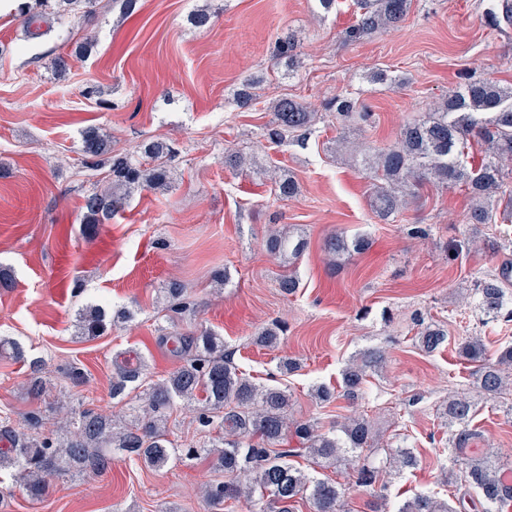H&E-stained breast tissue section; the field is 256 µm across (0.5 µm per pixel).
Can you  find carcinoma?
I'll return each mask as SVG.
<instances>
[{"label":"carcinoma","instance_id":"obj_1","mask_svg":"<svg viewBox=\"0 0 512 512\" xmlns=\"http://www.w3.org/2000/svg\"><path fill=\"white\" fill-rule=\"evenodd\" d=\"M412 0H355L356 21L349 27V40H359L377 30L405 20ZM56 23L65 24L71 15L94 14L96 0H57ZM298 44L291 35L275 42L276 56L294 65ZM336 120L347 126L367 123L369 112L357 111L356 102L339 95L329 102ZM315 120V114L301 103L284 97L273 106V118L264 127L263 137L280 144L287 140L302 143ZM478 148L481 161L473 166L464 161L465 151ZM84 167L105 170L106 184L83 196L81 222L102 224L124 210L130 193L138 188L163 189L169 184L167 162L175 154L165 141H153L140 153L116 151L98 129L90 127L81 135ZM351 155L362 156L361 170L372 180V205L382 217L399 212L406 197L425 182L459 185L469 191L473 204L465 215L471 240L478 239L481 226L496 220L512 222V83L483 78H469L464 86L448 93L433 111L415 120L400 132L397 142L375 153L374 159L354 148ZM224 165L234 171L249 170L263 179L271 170L256 166V160L232 149L224 150ZM368 244L362 235L353 237L338 231L325 240L324 249L340 256L363 251ZM267 250L275 256L299 257L306 239L272 234ZM507 268L487 274L474 284L478 307L492 320H512V292ZM169 310L181 314L188 308V289L170 281L162 289ZM79 323L87 336L105 331L106 311L90 304L78 311ZM418 327L416 340L421 350L431 353L448 340L444 325L414 316ZM283 335L273 322L256 335L257 344L275 348ZM172 352L182 363L169 375L144 387L141 366L116 364L112 376V398L131 396L129 413L106 415L93 409L67 413L69 437L60 443L40 433L43 418L33 411L26 418L28 432L17 433L4 420L0 438L10 447L0 448V471L14 469L26 477L30 495L45 494V476L51 472L76 470L99 474L109 466L108 452L116 449L124 455L160 470L181 460L192 462L204 458L224 479L208 483L204 494L209 512H221L230 500L242 495L236 478L244 472L254 473L260 490L259 512H293L296 499L305 496L315 512H351L347 508L349 487L328 477L319 478L290 462L293 456L306 455L313 469L344 467L362 487L380 485L385 490L386 466L398 470L418 465L414 448L405 440L382 442L371 421L352 414L327 424L317 419H298L288 415L290 395L275 386L255 383L235 366L232 353L224 349V337L211 330L188 336L172 337ZM457 353L475 365L472 373L475 389L486 400L497 401L506 394L512 379V344L489 353L480 336H465L457 341ZM385 353L367 349L351 359L341 370L338 386L316 384L313 398L331 403L338 398L355 404L365 395L368 379L383 369ZM27 395L38 402L45 394L41 364L32 362ZM179 401L196 405V431L204 440L188 448H178L168 439L170 411ZM474 399L463 393L443 404L442 415L448 421V446L453 462H462L464 474L456 467L448 469V485L464 481V491L456 496V506L433 495L419 493L406 499L396 512H504L512 506V460L502 459L488 448H475L483 439L475 426Z\"/></svg>","mask_w":512,"mask_h":512}]
</instances>
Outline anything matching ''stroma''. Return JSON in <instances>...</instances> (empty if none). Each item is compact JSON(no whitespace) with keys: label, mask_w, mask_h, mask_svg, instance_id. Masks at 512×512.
Masks as SVG:
<instances>
[{"label":"stroma","mask_w":512,"mask_h":512,"mask_svg":"<svg viewBox=\"0 0 512 512\" xmlns=\"http://www.w3.org/2000/svg\"><path fill=\"white\" fill-rule=\"evenodd\" d=\"M204 6L214 19L198 29L189 16ZM30 9L44 33L27 42L17 38L19 13L0 16V267L15 279L0 292V338L43 359L48 385L71 407L109 414L123 409L112 398L115 363L146 360L148 378L162 379L180 364L169 341L174 328H212L253 381L288 391L293 417L324 423L346 416L347 404L317 406L312 386H337L359 350L382 349L384 370L358 409L384 438L404 436L419 460L388 479L387 512L417 492L452 499L441 479L451 462L442 405L470 389L473 371L457 357L456 341L478 335L492 351L512 343V321L486 320L466 290L504 257L470 242L463 217L472 200L461 187L423 185L395 219L378 218L370 182L340 150V125L324 104L347 94L366 106L371 124L350 137L373 151L468 76L512 82V23L493 22L501 0H412L403 22L357 42L345 37L353 0H336L328 13L315 0H139L128 18L114 0H101L94 17H72L65 30L52 26L50 8L34 2ZM89 32L97 37L90 57L71 56V42ZM288 33L299 38L295 69L274 53L276 37ZM61 55L68 68L59 76L53 62ZM380 69L389 80H372ZM248 78L258 81L256 111L235 102ZM90 86L99 95L86 96ZM285 95L316 115L305 146H274L261 135L271 103ZM90 126L120 150L148 140L178 150L169 191L134 192L123 212L92 230L80 206L104 175L80 161ZM228 147L278 166L298 194L279 199L271 181L226 169ZM416 224L430 227L427 238L410 237ZM293 228L308 238L304 254L292 263L271 256L270 230ZM339 229L366 235L371 247L328 254L324 242ZM218 271L228 274L221 288L212 282ZM288 271L300 280L291 296L278 287ZM171 280L191 290L177 323L158 298ZM88 303L110 313L125 307L134 317L83 336L76 315ZM416 313L444 322L448 340L439 350L416 345ZM274 321L284 328L279 347L253 344ZM283 358L297 360L299 370L280 372ZM68 364L84 370L82 385L63 378ZM28 372L26 362L0 352V419L22 432L37 408L44 435L64 436L58 408L28 397ZM476 423L485 447L512 457V421L502 407L480 401ZM216 477L205 461L152 470L116 453L94 477H47L38 499L0 473L9 493L0 512H203L204 489Z\"/></svg>","instance_id":"1"}]
</instances>
